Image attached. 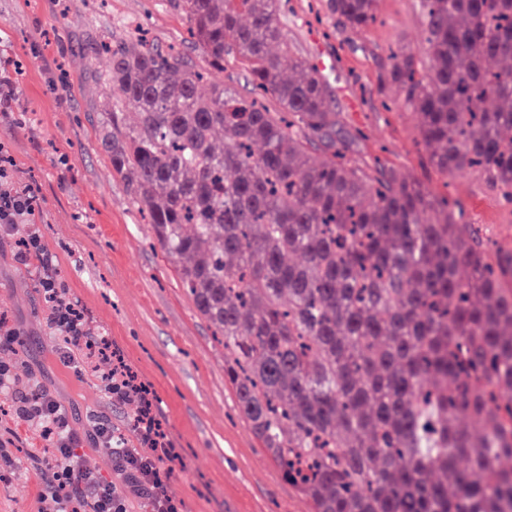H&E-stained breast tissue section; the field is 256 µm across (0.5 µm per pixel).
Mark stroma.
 <instances>
[{"label":"stroma","mask_w":512,"mask_h":512,"mask_svg":"<svg viewBox=\"0 0 512 512\" xmlns=\"http://www.w3.org/2000/svg\"><path fill=\"white\" fill-rule=\"evenodd\" d=\"M288 37L308 60L331 59L325 70L352 155L380 157L405 175L420 174L419 120L385 108L377 76L390 51L421 45V17L412 0H379L375 25L361 34H331L318 22L320 0H279ZM142 28L163 45L183 47L187 25L162 0H0L1 53L23 66L17 104L23 125L0 118V147L13 156V181L37 188L36 216L58 276L89 314L95 334L112 347L158 399V418L179 457L171 464V490L182 512H310L281 480L275 462L235 413L224 381V346L178 286L173 264L128 199L100 146L106 92L93 71L111 57L98 43L124 28ZM429 190L458 204L463 219L512 245V209L483 191L469 174L429 173ZM29 225L0 235V318L21 328L26 346L0 351L19 384L47 389L89 427L103 414L127 431L132 408L113 402L106 382L91 369L75 370L59 358L60 342L47 325L48 310L33 271L14 253ZM14 403L0 393V512H42L43 489L31 453L48 457L50 441L15 427Z\"/></svg>","instance_id":"35a3bbf8"}]
</instances>
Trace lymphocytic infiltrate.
Instances as JSON below:
<instances>
[{
	"instance_id": "lymphocytic-infiltrate-1",
	"label": "lymphocytic infiltrate",
	"mask_w": 512,
	"mask_h": 512,
	"mask_svg": "<svg viewBox=\"0 0 512 512\" xmlns=\"http://www.w3.org/2000/svg\"><path fill=\"white\" fill-rule=\"evenodd\" d=\"M13 163L10 155L0 153V228L15 224H31L40 209V197L32 188L19 189L8 178ZM21 266L39 263L38 288L49 309V325L67 343L98 349L106 353L111 346L108 337H90L87 313L68 294L66 285L55 271L40 231H32L15 254ZM0 392L10 394L14 403L13 419L35 427L42 438L51 441L52 458L39 459L38 464L48 489L51 512H127L131 498L146 501L153 512H181L182 503L170 488L173 448L157 419L156 397L144 390L142 398L146 414L136 429L139 441L135 448L112 445L110 422L93 420L87 433L78 432L68 413L46 391L20 387L10 368L0 365ZM92 441L110 450L115 468L122 476L121 485L103 481L81 464L77 449L83 441Z\"/></svg>"
}]
</instances>
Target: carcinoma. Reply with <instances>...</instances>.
Returning <instances> with one entry per match:
<instances>
[{
    "label": "carcinoma",
    "mask_w": 512,
    "mask_h": 512,
    "mask_svg": "<svg viewBox=\"0 0 512 512\" xmlns=\"http://www.w3.org/2000/svg\"><path fill=\"white\" fill-rule=\"evenodd\" d=\"M378 0H323L363 33ZM192 48L103 45L100 145L197 313L238 414L314 512H512V250L343 118L278 0H165ZM421 47L378 93L420 120L422 168L512 204V0H417Z\"/></svg>",
    "instance_id": "1"
}]
</instances>
